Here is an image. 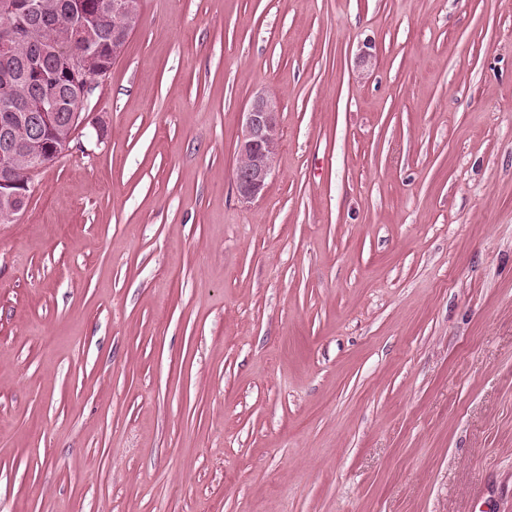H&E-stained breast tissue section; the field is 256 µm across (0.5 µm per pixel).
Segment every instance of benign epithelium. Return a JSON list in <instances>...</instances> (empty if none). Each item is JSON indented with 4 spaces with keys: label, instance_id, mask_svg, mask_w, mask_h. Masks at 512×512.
Returning a JSON list of instances; mask_svg holds the SVG:
<instances>
[{
    "label": "benign epithelium",
    "instance_id": "obj_1",
    "mask_svg": "<svg viewBox=\"0 0 512 512\" xmlns=\"http://www.w3.org/2000/svg\"><path fill=\"white\" fill-rule=\"evenodd\" d=\"M11 18L0 25V58L11 59L22 44L36 45L38 51L23 66V79L37 88L32 96L18 104L22 117L40 124L37 149L30 153L25 176L19 177L13 158L21 147L10 136L3 135L4 148L0 150V197L13 203L14 210L24 209L31 197V180L35 172L51 164L69 150L77 130L87 124L88 116L81 111L70 113L63 135L55 129V112L61 107L57 95L58 83L48 78L43 60L54 58V76L61 79L69 93L82 104H88L94 88L111 74L112 67L104 65L92 74L88 60L107 52L109 60L119 58L128 40L141 22V0H95L89 6L84 0L73 12L65 34L66 41L79 45L77 50L61 51L51 45L38 43L35 24L23 19L16 10H9ZM111 16L124 18L122 29L112 30V38L104 41L101 31ZM281 138L276 100L258 94L242 113L241 130L237 140L238 163L234 178L239 195L245 201L263 197L274 171L275 158Z\"/></svg>",
    "mask_w": 512,
    "mask_h": 512
}]
</instances>
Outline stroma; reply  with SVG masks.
Instances as JSON below:
<instances>
[{"label":"stroma","mask_w":512,"mask_h":512,"mask_svg":"<svg viewBox=\"0 0 512 512\" xmlns=\"http://www.w3.org/2000/svg\"><path fill=\"white\" fill-rule=\"evenodd\" d=\"M89 117L0 224V512H512V0H142ZM281 138L276 100L258 94L242 112L234 178L244 201L262 198L269 187Z\"/></svg>","instance_id":"35a3bbf8"}]
</instances>
